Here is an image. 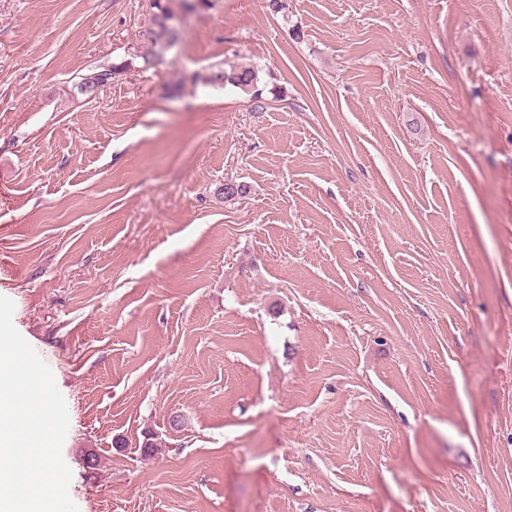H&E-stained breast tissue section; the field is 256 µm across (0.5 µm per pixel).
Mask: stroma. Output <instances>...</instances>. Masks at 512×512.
<instances>
[{
  "label": "stroma",
  "instance_id": "obj_1",
  "mask_svg": "<svg viewBox=\"0 0 512 512\" xmlns=\"http://www.w3.org/2000/svg\"><path fill=\"white\" fill-rule=\"evenodd\" d=\"M281 2L147 67L150 0H0V296L70 497L512 512V0ZM252 65L259 110L193 81ZM127 65L112 64L108 67L91 69L80 77L79 89L81 93L91 94L92 89L98 85H111L122 74Z\"/></svg>",
  "mask_w": 512,
  "mask_h": 512
}]
</instances>
